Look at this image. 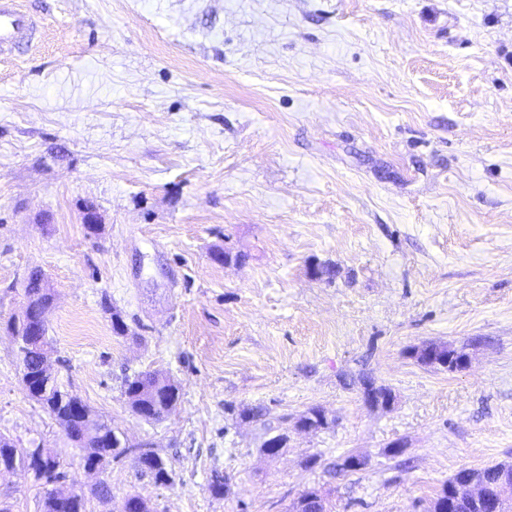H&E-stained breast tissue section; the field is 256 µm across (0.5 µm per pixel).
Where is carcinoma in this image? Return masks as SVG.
<instances>
[{
	"mask_svg": "<svg viewBox=\"0 0 512 512\" xmlns=\"http://www.w3.org/2000/svg\"><path fill=\"white\" fill-rule=\"evenodd\" d=\"M24 295L30 308V316L37 317L42 309L52 304L53 297L43 287L42 273L33 271L24 284ZM27 348V360L23 377L29 379V385L38 386L37 392L30 396L40 401L63 429L66 438L80 452L83 468L87 471L101 470L111 461L123 459L133 461L142 472L152 476L155 483L168 486L173 484L172 474L167 469L163 458L155 451L146 449V444H130L120 438L111 425L99 419L90 407L79 398L63 389L56 377L45 374L42 357L49 350L48 339L31 342ZM124 395L131 411L139 418L154 422L160 421L174 412L180 402L179 387L169 377L155 371H142L128 376L123 382ZM329 419L323 409L312 407L299 416L295 427L317 432L329 427ZM32 449L19 448L9 438L0 435V471L26 468ZM44 464L42 470L34 475L35 480L47 487L43 500V512H87L86 497L82 491H71L67 497H60L53 486L67 479V472L57 454L50 448L43 449ZM366 461L351 454L331 463L328 472L331 476H345L364 469ZM501 464L497 463L483 468H462L444 483L440 493L428 506L427 512H438L440 506L461 500L463 504L456 507L458 512H483V510L466 498L459 497V485L466 475H475L480 479L497 482L500 479ZM313 504L317 512H329L328 501L319 489L303 492L293 503L291 512L304 509V502Z\"/></svg>",
	"mask_w": 512,
	"mask_h": 512,
	"instance_id": "1",
	"label": "carcinoma"
}]
</instances>
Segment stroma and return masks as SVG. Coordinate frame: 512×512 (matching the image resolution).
Masks as SVG:
<instances>
[{
  "instance_id": "1",
  "label": "stroma",
  "mask_w": 512,
  "mask_h": 512,
  "mask_svg": "<svg viewBox=\"0 0 512 512\" xmlns=\"http://www.w3.org/2000/svg\"><path fill=\"white\" fill-rule=\"evenodd\" d=\"M22 5L40 31L0 59V318L42 271L53 374L174 483L126 459L102 474L110 498L90 495L1 328L0 434L54 449L87 512L130 494L154 512H286L312 487L332 512H425L458 470L512 461V0ZM430 341L470 365L419 363ZM138 371L178 384L163 421L132 414ZM363 371L391 406L365 404ZM256 406L264 421L241 418ZM315 406L328 428L263 453L266 426ZM350 453L366 467L330 478ZM43 496L0 474L12 512Z\"/></svg>"
}]
</instances>
